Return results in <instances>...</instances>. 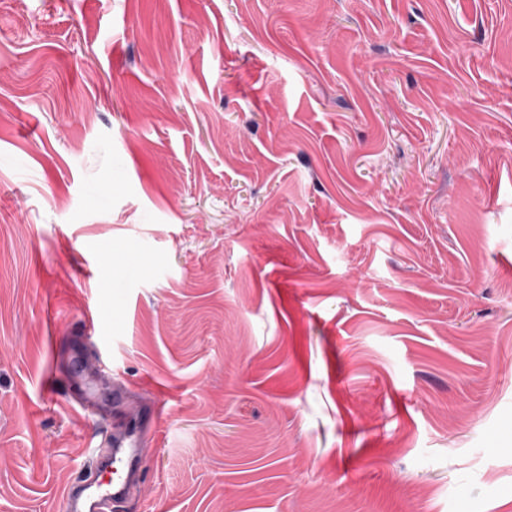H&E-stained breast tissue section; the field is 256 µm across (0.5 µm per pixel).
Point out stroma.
Returning a JSON list of instances; mask_svg holds the SVG:
<instances>
[{
    "label": "stroma",
    "mask_w": 512,
    "mask_h": 512,
    "mask_svg": "<svg viewBox=\"0 0 512 512\" xmlns=\"http://www.w3.org/2000/svg\"><path fill=\"white\" fill-rule=\"evenodd\" d=\"M149 403L116 512H512V0L0 8V512Z\"/></svg>",
    "instance_id": "35a3bbf8"
}]
</instances>
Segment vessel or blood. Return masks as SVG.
Here are the masks:
<instances>
[{
	"label": "vessel or blood",
	"instance_id": "obj_1",
	"mask_svg": "<svg viewBox=\"0 0 512 512\" xmlns=\"http://www.w3.org/2000/svg\"><path fill=\"white\" fill-rule=\"evenodd\" d=\"M142 422L114 431L94 452V469L65 497L66 512H112L139 478Z\"/></svg>",
	"mask_w": 512,
	"mask_h": 512
}]
</instances>
